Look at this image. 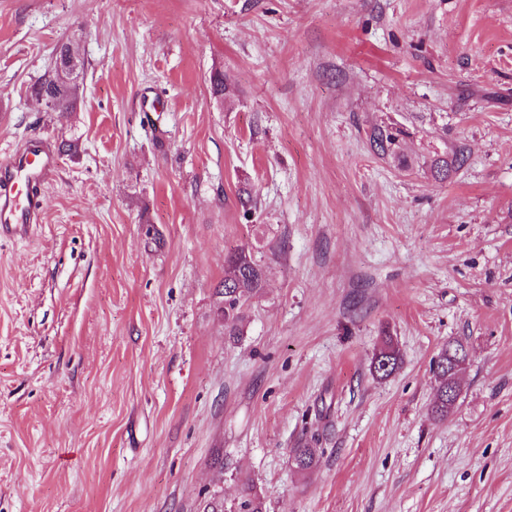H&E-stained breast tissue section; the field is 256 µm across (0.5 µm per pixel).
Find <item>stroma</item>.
Here are the masks:
<instances>
[{
  "mask_svg": "<svg viewBox=\"0 0 512 512\" xmlns=\"http://www.w3.org/2000/svg\"><path fill=\"white\" fill-rule=\"evenodd\" d=\"M61 42L73 112L31 94ZM34 137L78 149L0 243V512H512V0H0V159ZM466 154L464 153V149L459 148L455 149L452 152L451 160L448 161V152L446 151L443 154L437 155L431 160L430 170L432 175L439 180L446 179L448 177V170L454 166H461L466 161ZM264 287L263 267L251 253L238 249L224 257V281L214 294L216 313L224 321L225 336L241 335L245 307L251 298L262 293ZM399 362V351L394 346L392 339L387 337L372 359L371 370L373 369V372L382 377H387L397 369ZM462 346L459 343L449 344L448 347L443 348L433 361V371L438 379L437 395L431 407V413L439 418L447 417L448 411L453 408L456 402L448 407V398L451 395L452 385L448 386V349H455Z\"/></svg>",
  "mask_w": 512,
  "mask_h": 512,
  "instance_id": "obj_1",
  "label": "stroma"
}]
</instances>
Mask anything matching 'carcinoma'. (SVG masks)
Wrapping results in <instances>:
<instances>
[{"label": "carcinoma", "instance_id": "cac0c4a2", "mask_svg": "<svg viewBox=\"0 0 512 512\" xmlns=\"http://www.w3.org/2000/svg\"><path fill=\"white\" fill-rule=\"evenodd\" d=\"M84 62L76 57V51L68 43L56 49L54 71L33 86L34 96L51 110H76L79 99V79L83 73ZM375 150L386 154L398 148V136L382 130L372 136ZM466 161L464 149L452 153H443L431 160L432 175L443 180L448 178V170L461 166ZM265 287V273L251 253L239 249L224 257V281L215 289V308L217 316L224 321V335H241L244 310L249 301L262 293ZM456 348L452 344L443 348L433 361V371L438 379L437 395L431 407V413L439 418L448 416V349ZM400 355L391 338H386L374 355L371 363L373 372L382 377L391 375L398 367ZM293 462L300 471H309L317 465L315 450L312 448L293 449ZM262 497L254 490V485L245 482L242 489L239 512H263Z\"/></svg>", "mask_w": 512, "mask_h": 512}]
</instances>
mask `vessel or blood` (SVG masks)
I'll list each match as a JSON object with an SVG mask.
<instances>
[{
  "label": "vessel or blood",
  "mask_w": 512,
  "mask_h": 512,
  "mask_svg": "<svg viewBox=\"0 0 512 512\" xmlns=\"http://www.w3.org/2000/svg\"><path fill=\"white\" fill-rule=\"evenodd\" d=\"M57 165L56 147L42 138L30 139L0 162V240L34 233L41 222L42 188Z\"/></svg>",
  "instance_id": "vessel-or-blood-1"
}]
</instances>
